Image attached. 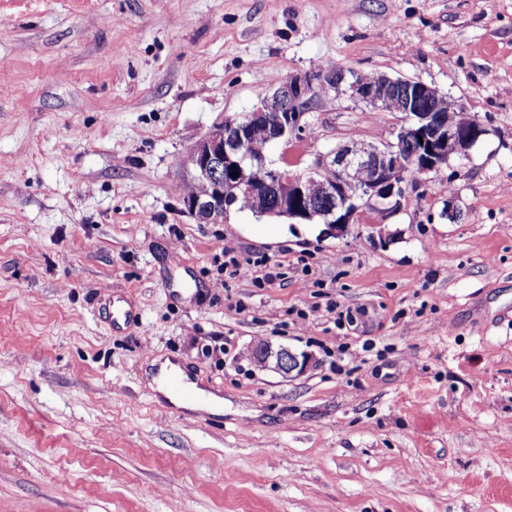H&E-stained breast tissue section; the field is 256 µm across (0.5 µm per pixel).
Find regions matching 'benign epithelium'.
<instances>
[{
	"instance_id": "obj_1",
	"label": "benign epithelium",
	"mask_w": 512,
	"mask_h": 512,
	"mask_svg": "<svg viewBox=\"0 0 512 512\" xmlns=\"http://www.w3.org/2000/svg\"><path fill=\"white\" fill-rule=\"evenodd\" d=\"M331 93L356 105L401 114L393 140L364 151L345 145L318 156L302 174L286 166L274 167L266 155L252 152L254 126H265L271 142L300 139L310 129L314 102ZM440 96L437 87L421 80L379 75L367 82L341 67L290 75L252 111L224 116L196 141L188 165L192 176L210 181L213 190L184 206L199 224H222L239 197L248 196L255 201L257 217H285L296 224L320 221L336 232L352 223L364 207L393 213L409 179L434 172L454 156H467L485 133L451 103L448 111L458 115V122L448 124L443 113L429 107ZM235 171L239 176L233 178ZM309 181L320 186L316 199L305 194ZM252 354L260 367L285 377L303 373L308 363L306 356L268 343L255 345Z\"/></svg>"
}]
</instances>
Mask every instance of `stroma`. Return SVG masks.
Instances as JSON below:
<instances>
[{
    "label": "stroma",
    "instance_id": "obj_1",
    "mask_svg": "<svg viewBox=\"0 0 512 512\" xmlns=\"http://www.w3.org/2000/svg\"><path fill=\"white\" fill-rule=\"evenodd\" d=\"M322 63L434 85L486 132L338 234L197 223L193 144ZM397 120L325 96L267 159ZM228 240L252 274L217 288ZM262 342L312 361L259 368ZM154 361L223 411L167 408ZM0 512H512V0H0Z\"/></svg>",
    "mask_w": 512,
    "mask_h": 512
}]
</instances>
